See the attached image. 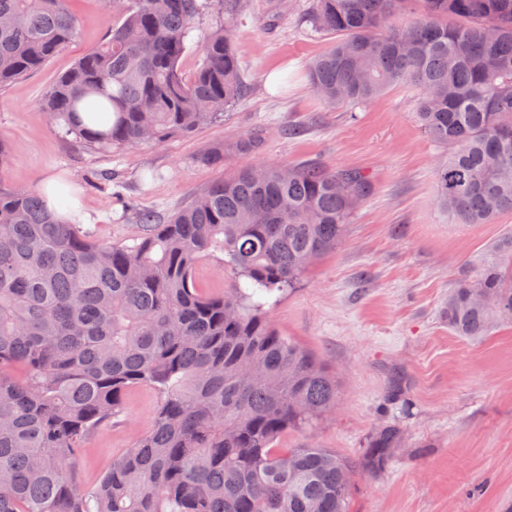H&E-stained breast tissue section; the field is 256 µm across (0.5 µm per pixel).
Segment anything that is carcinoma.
<instances>
[{
    "instance_id": "1",
    "label": "carcinoma",
    "mask_w": 512,
    "mask_h": 512,
    "mask_svg": "<svg viewBox=\"0 0 512 512\" xmlns=\"http://www.w3.org/2000/svg\"><path fill=\"white\" fill-rule=\"evenodd\" d=\"M71 0H0V88L39 69L76 34ZM217 21L201 65L182 59L201 0H105L118 12L106 40L46 93L43 108L82 145L155 146L190 133L244 96L236 0H213ZM314 0L326 49L308 67L331 105L374 101L396 86L419 91L421 129L446 149L435 169L452 224H492L512 212V0ZM88 113L87 121L79 113ZM249 134L208 148L249 155ZM246 163L132 245L65 224L37 191L0 180V512H350L356 477L384 470L403 447L384 425L357 457L332 448H281L336 408L334 374L270 322L264 296L294 287L342 242L371 192L356 171ZM500 259L455 284L443 315L477 340L512 322V236ZM207 261L232 284L196 280ZM252 365L264 379L244 377ZM147 385L159 404L148 431L99 485H78L75 463Z\"/></svg>"
}]
</instances>
